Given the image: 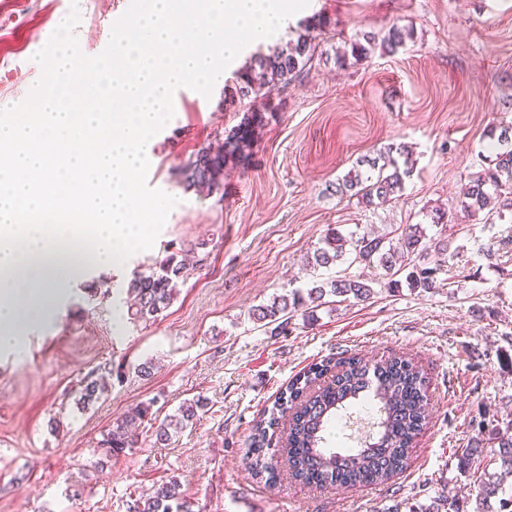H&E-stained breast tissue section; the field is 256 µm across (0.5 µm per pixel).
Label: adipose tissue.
I'll use <instances>...</instances> for the list:
<instances>
[{"label":"adipose tissue","instance_id":"obj_1","mask_svg":"<svg viewBox=\"0 0 512 512\" xmlns=\"http://www.w3.org/2000/svg\"><path fill=\"white\" fill-rule=\"evenodd\" d=\"M288 0H142L80 84L66 50L31 112L0 113V347L49 321L58 288L143 245L166 204L137 191L179 82L224 81L251 42L277 38Z\"/></svg>","mask_w":512,"mask_h":512}]
</instances>
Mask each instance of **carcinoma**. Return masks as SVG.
I'll list each match as a JSON object with an SVG mask.
<instances>
[{
	"instance_id": "cac0c4a2",
	"label": "carcinoma",
	"mask_w": 512,
	"mask_h": 512,
	"mask_svg": "<svg viewBox=\"0 0 512 512\" xmlns=\"http://www.w3.org/2000/svg\"><path fill=\"white\" fill-rule=\"evenodd\" d=\"M411 33L393 25L382 39L365 35L351 43L350 52L335 55L336 66L343 69L351 61L370 57L380 48L394 54L403 47ZM316 37L305 26L296 32V39L284 48H271L251 55L237 72L230 102L249 100L246 116L229 132L222 149L213 152L203 147L182 170L186 188L202 187L218 191L224 188V166L244 156L254 130L264 121V114L275 109L269 101L270 92L295 80L317 53ZM403 151L388 146L378 156L356 161V167L336 184V194L358 198L368 207L384 205L399 196L409 167H400L398 157ZM466 211L484 212L487 219H503L512 209V147L497 153L496 158L470 180L460 201ZM424 228L408 224L397 240L386 236L350 234L343 236L332 229L323 243L307 257V265L328 268L338 262L377 266L387 276L388 289L402 285L417 290L437 287L441 268L426 263L429 249L442 253L448 243L425 242ZM187 277L185 263L172 254L159 262L150 273L139 272L129 281L126 293L132 297L127 315L134 322L155 321L166 311L177 294L178 282ZM374 288L366 280L352 275L338 276L313 283L307 291L296 289L278 295L266 305L249 312L250 317L272 336L288 334L295 313L307 320L326 304L327 296L366 301ZM108 385L93 377L82 381L76 405L86 410L107 393ZM370 399L374 407L373 421L366 425L368 435L360 447L341 453L327 448L334 423L353 419L352 409ZM427 380L413 358L395 354L373 365L352 355L336 359L326 357L310 364L295 375L278 393L273 406L252 426L250 438L251 468L261 481L277 478L278 466L284 464L293 479L318 490L332 487H357L381 484L408 467L409 448L416 435L428 424ZM204 407L201 399L182 402L175 413L168 415L154 429L155 442L165 445L172 435L183 431ZM151 404H139L116 420L103 434L97 451L107 459L118 457L138 443L136 425L145 421ZM288 417V429L281 428ZM494 450L487 454L484 467L475 479L478 491L473 509L447 494L433 498L430 504L418 505L417 512H491L490 499L496 498L499 512H512V493L503 489L502 474L512 473V420L496 424L491 430ZM500 471H489L490 466ZM176 479L165 482L153 492L134 500L129 512H193V504L180 491Z\"/></svg>"
}]
</instances>
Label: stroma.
<instances>
[{"instance_id": "35a3bbf8", "label": "stroma", "mask_w": 512, "mask_h": 512, "mask_svg": "<svg viewBox=\"0 0 512 512\" xmlns=\"http://www.w3.org/2000/svg\"><path fill=\"white\" fill-rule=\"evenodd\" d=\"M134 12L128 0H0V102L29 101L48 79L47 60L67 44L88 64L108 55ZM326 20L310 68L276 89L245 162H228L224 188H185L181 170L242 119L223 92L187 86L153 132L138 181L148 198L173 204L147 245L121 265L90 268L67 283L45 326L22 332L19 352L0 350V512H128L130 500L175 478L202 512H383L476 487L458 455L479 439L478 423L512 417V251L486 260L512 222L462 215L460 193L487 167L512 126V0H303L278 38L301 22ZM411 30L396 54H372L340 69L336 50L367 32ZM403 146L413 171L398 200L366 207L336 194L358 158ZM449 220L435 224L430 214ZM419 224L449 251H430L449 282L422 291L378 286L365 302L320 307L316 322L295 316L272 336L249 317L272 296L326 279L310 268L328 228L393 238ZM197 260L170 307L153 323L126 319V283L168 254ZM97 281L93 296L84 288ZM412 357L428 378L429 422L409 466L387 483L317 490L281 474L268 486L249 468L253 424L283 385L325 357L377 362ZM152 360L151 379L134 367ZM111 369L109 390L87 410L74 391ZM206 407L160 446L155 423L187 399ZM141 403L153 418L136 447L103 462L105 429Z\"/></svg>"}]
</instances>
